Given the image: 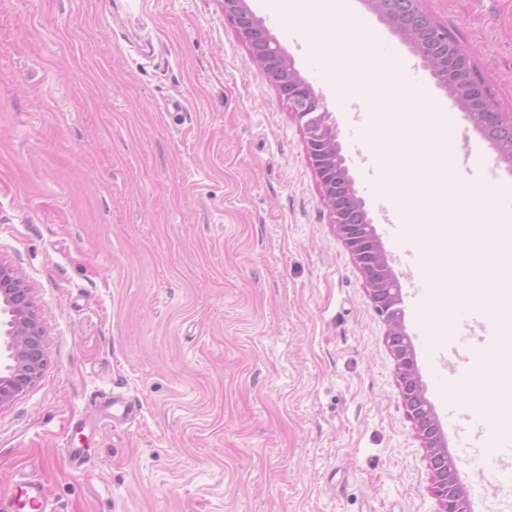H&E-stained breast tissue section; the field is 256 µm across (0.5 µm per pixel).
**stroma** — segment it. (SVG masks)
I'll list each match as a JSON object with an SVG mask.
<instances>
[{
    "label": "stroma",
    "instance_id": "obj_1",
    "mask_svg": "<svg viewBox=\"0 0 512 512\" xmlns=\"http://www.w3.org/2000/svg\"><path fill=\"white\" fill-rule=\"evenodd\" d=\"M109 2L0 0V260L46 327L41 376L0 409V499L34 477L54 512H438L386 325L224 0H146L106 25ZM249 6L324 98L403 290L427 288L398 259L410 240L356 118L370 100L319 71L330 29ZM420 6L512 114V0ZM349 12L421 65L368 0ZM404 312L444 414L426 312ZM115 396L134 419L104 420ZM448 451L471 512H512L492 455Z\"/></svg>",
    "mask_w": 512,
    "mask_h": 512
}]
</instances>
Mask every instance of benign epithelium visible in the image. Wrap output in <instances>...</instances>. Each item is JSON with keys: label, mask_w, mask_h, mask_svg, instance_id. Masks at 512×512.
<instances>
[{"label": "benign epithelium", "mask_w": 512, "mask_h": 512, "mask_svg": "<svg viewBox=\"0 0 512 512\" xmlns=\"http://www.w3.org/2000/svg\"><path fill=\"white\" fill-rule=\"evenodd\" d=\"M369 2L413 46L466 120L478 129L512 130V116L500 112L489 87L474 75L469 53L455 38L441 33V26L421 9L420 0ZM224 16L247 47L250 60L272 79L279 101L301 126L305 152L336 233L349 249L367 295L387 325L385 342L395 361L399 395L425 448L439 512H470L454 459L426 397L413 343L404 330L399 282L346 165L331 112L247 0H224ZM44 337L45 327L29 285L13 266L0 261V409L41 375Z\"/></svg>", "instance_id": "benign-epithelium-1"}]
</instances>
